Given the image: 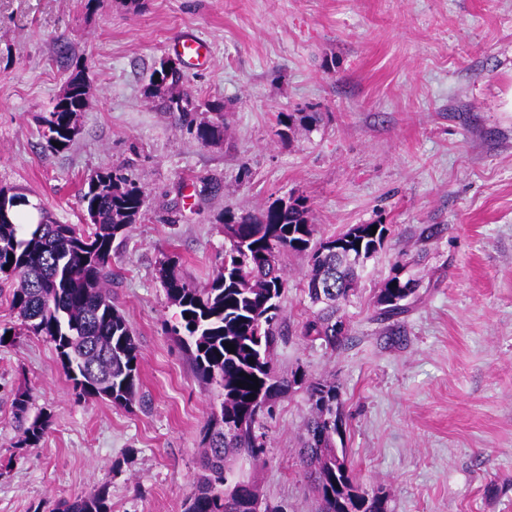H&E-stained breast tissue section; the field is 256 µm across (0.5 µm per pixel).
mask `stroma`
Instances as JSON below:
<instances>
[{
	"mask_svg": "<svg viewBox=\"0 0 512 512\" xmlns=\"http://www.w3.org/2000/svg\"><path fill=\"white\" fill-rule=\"evenodd\" d=\"M0 0V188L61 224L85 223L80 191L109 169L148 204L113 244L112 301L140 351L139 396L120 408L78 396L40 336L0 347V512L108 486L112 512H184L201 474L214 394L170 328L158 279L173 254L201 287L224 258L225 211L305 196L318 237L386 224L343 310L332 350L302 335L307 258L285 257L288 287L273 363L303 374L244 463L263 500L316 512L297 457L306 382L341 392L342 446L359 482L392 512H512V0ZM185 33L212 64L184 85L223 102V142L204 145L145 88ZM81 72L88 104L64 151L42 118ZM281 112L316 126L281 137ZM438 227L423 239L426 226ZM417 281L390 321L374 301L396 260ZM50 425L21 449L12 402Z\"/></svg>",
	"mask_w": 512,
	"mask_h": 512,
	"instance_id": "obj_1",
	"label": "stroma"
}]
</instances>
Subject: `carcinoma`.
Here are the masks:
<instances>
[{"instance_id":"1","label":"carcinoma","mask_w":512,"mask_h":512,"mask_svg":"<svg viewBox=\"0 0 512 512\" xmlns=\"http://www.w3.org/2000/svg\"><path fill=\"white\" fill-rule=\"evenodd\" d=\"M182 85L178 64L162 59L150 74L148 94L160 99L163 111L190 125L195 114L209 113L207 120L194 123L196 138L204 145L224 140V104L202 100ZM65 98L68 111H59L57 103L43 118L47 146L56 152L74 140L76 116L87 106L82 73L68 79ZM317 121L315 112L278 113L284 135ZM85 185L82 199L90 223L84 227L59 224L46 212L35 224H20L15 201L24 204L26 199L8 193L9 218L0 221V282L9 287L10 305L23 330L54 344L78 395L129 408L139 392V347L132 325L112 303V244L128 233L147 196L108 170L89 175ZM223 226L224 263L206 286L189 283L172 256H164L158 268L169 303L179 309L180 321L171 332L190 354L199 382L218 389L220 397L202 428L204 475L184 512H251V499L259 497L254 481L235 467L240 459H258L266 448L263 413L256 408L304 381L295 374L279 376L272 368L273 351L283 338L279 299L287 288L284 257L308 255L303 288L311 313L303 335L334 350L346 336L340 329L343 306L365 263L384 247L390 232L386 224L375 231L370 224H356L316 242L307 199L294 194L274 200L257 215L227 210ZM414 293L406 281L388 278L377 295L378 317L391 320L405 313ZM227 343L235 345V352L225 348ZM254 377L259 387L252 391ZM29 401L27 392L13 400L21 430L17 448L39 447L49 427L47 417H27ZM307 402L310 417L299 461L318 512H389L387 498L354 481L345 448L336 445L343 426L339 387L310 382ZM35 512H112V503L103 486L90 496L40 504Z\"/></svg>"}]
</instances>
